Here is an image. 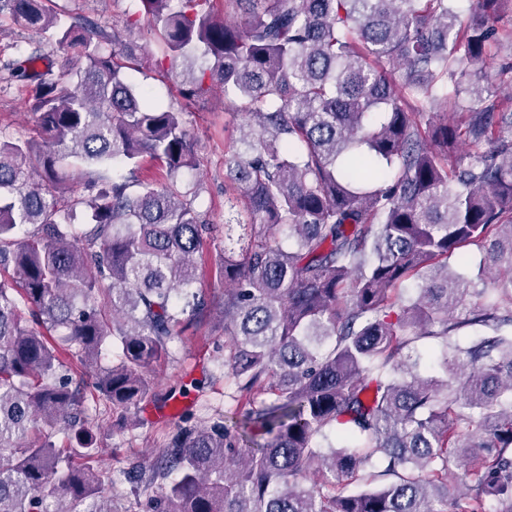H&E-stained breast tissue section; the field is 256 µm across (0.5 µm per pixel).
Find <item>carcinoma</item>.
<instances>
[{
    "instance_id": "obj_1",
    "label": "carcinoma",
    "mask_w": 512,
    "mask_h": 512,
    "mask_svg": "<svg viewBox=\"0 0 512 512\" xmlns=\"http://www.w3.org/2000/svg\"><path fill=\"white\" fill-rule=\"evenodd\" d=\"M505 2L465 21L452 0H141L181 97L210 81L246 118L218 263L243 410L132 463L125 479L156 488L144 512H512V111L469 84L512 87ZM5 12L50 34L78 82L44 54L10 67L39 139L0 135V512H113L85 390L122 415L152 399L153 365L207 314L195 256L214 225L181 190L197 166L182 113L122 72L134 22ZM148 161L163 184L139 179ZM466 245L486 255L477 279L495 275L486 301L448 266ZM465 328L479 336L461 348ZM421 340L443 346L436 375L411 361Z\"/></svg>"
}]
</instances>
